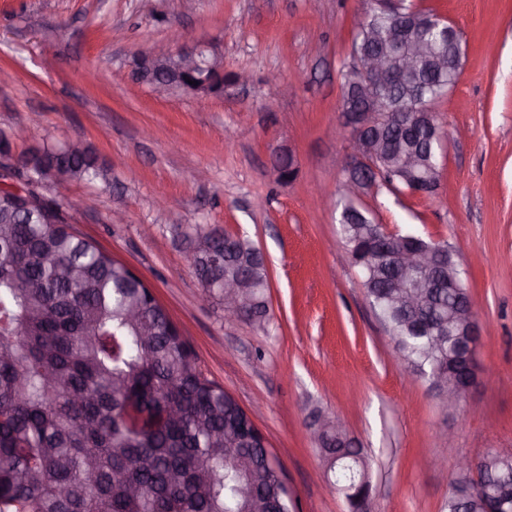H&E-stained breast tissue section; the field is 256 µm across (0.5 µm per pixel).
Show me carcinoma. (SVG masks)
Instances as JSON below:
<instances>
[{
    "instance_id": "1",
    "label": "carcinoma",
    "mask_w": 512,
    "mask_h": 512,
    "mask_svg": "<svg viewBox=\"0 0 512 512\" xmlns=\"http://www.w3.org/2000/svg\"><path fill=\"white\" fill-rule=\"evenodd\" d=\"M410 33L423 38L429 56L404 84L377 91L397 113L416 104L434 106L458 82L462 64L438 65L457 52L433 9L402 0ZM397 23L372 10L360 24L352 51L373 50ZM446 133L411 117L373 132L378 184L408 191L401 170L440 186ZM31 193L39 196L52 173L102 180L106 167L88 146L65 156L55 146L27 157ZM340 233L363 277L370 305L393 343L395 357L431 383L444 367L448 384L469 375L451 355L448 318L467 299L459 278L448 287V264H457L444 241L419 238L441 250L436 288H409L392 297L396 257L413 244L408 233L385 235L371 213L343 205ZM197 251L190 262L207 280L212 298L224 296L221 275L211 272L208 251L224 255V272L243 276L261 328L268 317L269 275L262 254L245 240L224 251L226 232L192 228ZM336 455L323 458L338 474L336 489L369 480L368 462L355 441L327 429L317 443ZM251 460L242 470L237 458ZM478 478L460 472L445 512H483L485 492L512 500V453L486 452ZM282 468L254 436L250 417L235 398L203 375L185 338L125 264L77 233L70 224H48L34 208L24 215L0 204V512H291Z\"/></svg>"
}]
</instances>
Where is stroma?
<instances>
[{
	"label": "stroma",
	"instance_id": "obj_1",
	"mask_svg": "<svg viewBox=\"0 0 512 512\" xmlns=\"http://www.w3.org/2000/svg\"><path fill=\"white\" fill-rule=\"evenodd\" d=\"M461 32L462 74L435 111L448 132L433 196L381 187L360 203L388 229L448 242L478 310V381L449 411L393 359L342 243L345 143L336 133L353 20L370 0H0V143L20 153L79 138L107 182L51 179L75 229L133 270L180 328L202 373L264 434L293 512H347L309 429L340 418L371 471V512H443L454 466L512 453V0H416ZM194 34L247 85L155 97L138 52ZM26 126L28 137L12 136ZM290 150L293 178L268 174ZM194 224L229 232L267 262L260 328L200 305L186 256Z\"/></svg>",
	"mask_w": 512,
	"mask_h": 512
}]
</instances>
